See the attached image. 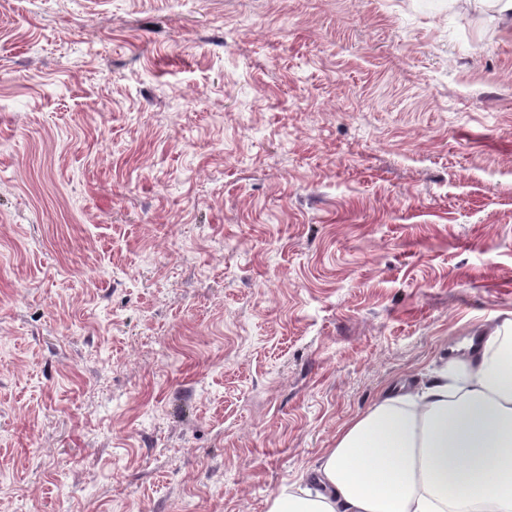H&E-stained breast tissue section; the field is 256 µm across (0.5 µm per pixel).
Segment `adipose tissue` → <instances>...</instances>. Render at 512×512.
<instances>
[{
  "instance_id": "adipose-tissue-1",
  "label": "adipose tissue",
  "mask_w": 512,
  "mask_h": 512,
  "mask_svg": "<svg viewBox=\"0 0 512 512\" xmlns=\"http://www.w3.org/2000/svg\"><path fill=\"white\" fill-rule=\"evenodd\" d=\"M267 512H512V318L418 388L385 387Z\"/></svg>"
}]
</instances>
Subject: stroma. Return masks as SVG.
Wrapping results in <instances>:
<instances>
[{"instance_id":"35a3bbf8","label":"stroma","mask_w":512,"mask_h":512,"mask_svg":"<svg viewBox=\"0 0 512 512\" xmlns=\"http://www.w3.org/2000/svg\"><path fill=\"white\" fill-rule=\"evenodd\" d=\"M512 316V15L0 0V512H267Z\"/></svg>"}]
</instances>
